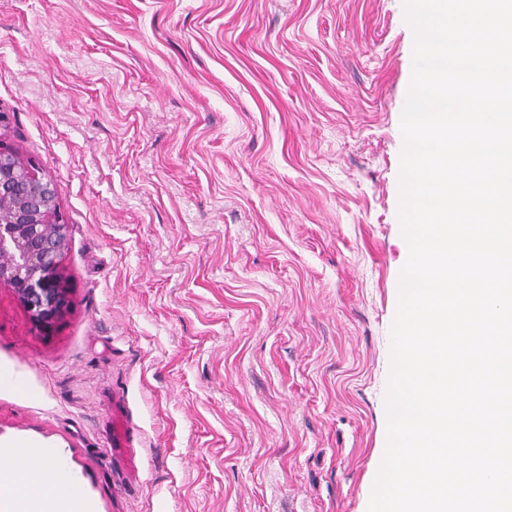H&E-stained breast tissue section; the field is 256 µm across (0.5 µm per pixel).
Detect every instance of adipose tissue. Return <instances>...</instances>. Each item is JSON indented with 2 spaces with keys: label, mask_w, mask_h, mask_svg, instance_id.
<instances>
[{
  "label": "adipose tissue",
  "mask_w": 512,
  "mask_h": 512,
  "mask_svg": "<svg viewBox=\"0 0 512 512\" xmlns=\"http://www.w3.org/2000/svg\"><path fill=\"white\" fill-rule=\"evenodd\" d=\"M54 449L16 442L0 447V512H92L75 487L60 494L47 493L59 483L52 465Z\"/></svg>",
  "instance_id": "obj_1"
}]
</instances>
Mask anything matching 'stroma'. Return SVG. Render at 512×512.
I'll list each match as a JSON object with an SVG mask.
<instances>
[{"label":"stroma","mask_w":512,"mask_h":512,"mask_svg":"<svg viewBox=\"0 0 512 512\" xmlns=\"http://www.w3.org/2000/svg\"><path fill=\"white\" fill-rule=\"evenodd\" d=\"M413 45L403 0H0L70 299L0 285V443L93 512H368Z\"/></svg>","instance_id":"1"}]
</instances>
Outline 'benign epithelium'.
<instances>
[{"label": "benign epithelium", "instance_id": "1", "mask_svg": "<svg viewBox=\"0 0 512 512\" xmlns=\"http://www.w3.org/2000/svg\"><path fill=\"white\" fill-rule=\"evenodd\" d=\"M61 187L0 139V283L8 284L34 326L50 333L70 306L60 273L68 225Z\"/></svg>", "mask_w": 512, "mask_h": 512}]
</instances>
